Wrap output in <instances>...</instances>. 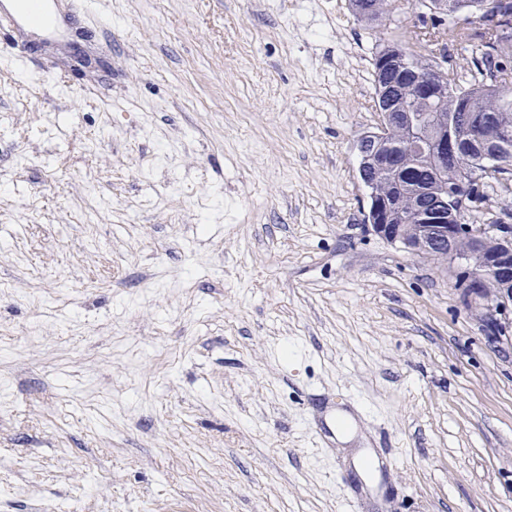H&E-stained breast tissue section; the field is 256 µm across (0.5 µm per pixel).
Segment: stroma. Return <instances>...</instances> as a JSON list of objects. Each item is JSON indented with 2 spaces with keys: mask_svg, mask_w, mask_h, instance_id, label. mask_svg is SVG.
<instances>
[{
  "mask_svg": "<svg viewBox=\"0 0 512 512\" xmlns=\"http://www.w3.org/2000/svg\"><path fill=\"white\" fill-rule=\"evenodd\" d=\"M88 2L0 33V512H512V327L362 221L407 0ZM361 5H366L367 10L364 12L365 18H360V22L364 20V24L368 29L375 30L385 26L387 22L392 23L394 18V10L392 0H364L358 1Z\"/></svg>",
  "mask_w": 512,
  "mask_h": 512,
  "instance_id": "obj_1",
  "label": "stroma"
}]
</instances>
